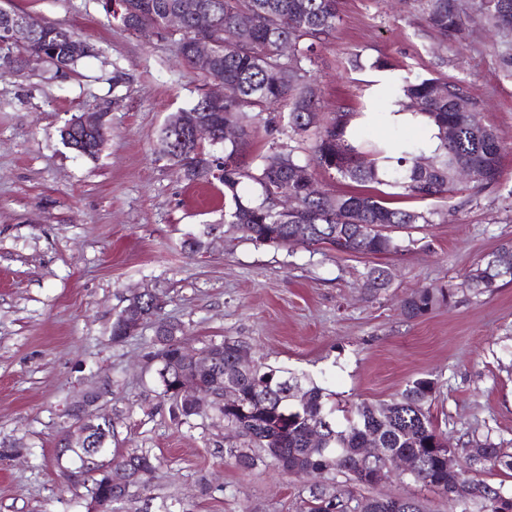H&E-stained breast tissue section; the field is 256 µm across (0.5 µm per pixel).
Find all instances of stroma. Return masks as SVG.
<instances>
[{"label":"stroma","mask_w":512,"mask_h":512,"mask_svg":"<svg viewBox=\"0 0 512 512\" xmlns=\"http://www.w3.org/2000/svg\"><path fill=\"white\" fill-rule=\"evenodd\" d=\"M0 5L61 24L95 50L64 81L36 61L25 75L0 76V512H87L92 477L69 483L54 452L70 403L97 389L112 447L161 461L149 490L132 489L116 512H300L302 479L236 467L225 450L240 439L219 414L173 419L152 327L112 341L113 319L140 294L160 301L193 349L238 338L252 359L305 374L342 405L384 403L432 379L427 409L450 447L488 439L512 456V282L484 293L465 283L480 257L512 241V150L499 186L462 181L447 197L411 200L433 221L410 231L404 252L257 245L225 234L223 184L188 182L160 151L168 117L202 92L175 38L132 35L99 0ZM339 16L308 65L322 119L365 108L373 117L359 127L363 141L420 140L419 130L379 120L375 90L383 75L392 86L441 77L463 81L480 120L512 143V36L473 12L462 39L442 44L420 13L391 0H339ZM92 107L108 122L94 159L58 133ZM195 237L203 249L185 250ZM375 264L393 274L377 296L362 286ZM441 286L454 296L423 316L403 314L404 299ZM353 492L448 512L446 497L396 476Z\"/></svg>","instance_id":"35a3bbf8"}]
</instances>
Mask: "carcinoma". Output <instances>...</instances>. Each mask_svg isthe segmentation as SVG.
Masks as SVG:
<instances>
[{"mask_svg":"<svg viewBox=\"0 0 512 512\" xmlns=\"http://www.w3.org/2000/svg\"><path fill=\"white\" fill-rule=\"evenodd\" d=\"M118 19L126 31L135 35H165L166 17L181 9L187 0H123ZM212 8L217 25L248 27L247 41L238 46H217L210 70L200 75L204 84L215 79L232 87L233 95L222 103L209 100L202 93L188 108L199 112L213 124L217 134L224 123L233 122L241 131V140L224 144V198L230 206L224 211V226L255 244L306 247L324 245L343 254L391 255L406 250L394 230L415 224L433 223V213L393 205L389 199L426 200L445 196L456 185L458 166L471 168L479 188L493 187L501 178L502 155L512 145L504 142L492 129L478 135L474 132L469 113L459 108L466 97L477 105L464 86L456 81L422 78L407 81L395 93L404 97L412 112L426 115L437 129L439 144L431 165L417 164L419 146L408 142L396 143L395 152L387 146H375L364 151V143L356 134L354 113L339 111L328 122L310 125L308 115L318 110L319 89L312 79L306 62L336 31L339 20L338 0H201ZM410 6L421 13L429 26L442 39L462 32L467 10L486 17L496 29L512 18V0H409ZM10 14L27 20L34 26V36L26 43L0 48V68L8 59L19 67L21 59L31 53H42L55 69L54 76L67 78L75 72L77 60L69 57L66 44L71 30L35 19L14 9L0 8V15ZM206 34L195 29V19L186 20L185 31L177 40L178 53L189 63L195 39ZM288 46V53L282 47ZM268 113V125L288 131L287 143H279L262 157L255 170L241 160L246 138L250 136L246 119ZM455 129L453 139L443 135V129ZM312 140L311 157L303 162L290 144L294 137ZM65 146L76 153L94 159L106 141V132L86 135L71 126L68 137H60ZM188 144L184 132L167 121L161 133L162 152L191 182L214 176V160L209 151L199 149L191 162H184L180 146ZM333 170L358 186V190L332 195L325 191H310L316 170ZM259 185L260 199L244 200L240 190L245 181ZM387 185L394 192L380 195L374 185ZM295 197L301 209L294 213L282 211L280 203ZM495 254L480 258L469 271V286L489 291L504 280L492 264ZM392 281L388 268L379 264L364 273L363 286L371 294L386 291ZM453 295L450 288H424L403 303L404 313L415 318L435 308ZM161 306L151 295L138 297L127 304L112 321L111 338L122 335V315H145L154 326L153 342L157 375L163 395L172 401L174 418L188 420L196 412L178 400L177 388L182 383L196 382L201 386L219 378L235 392L230 403H220L217 411L224 423L232 425L237 436L244 438L239 446L225 450V455L243 470L263 464L281 472L297 471L299 476L325 472L318 483L302 489V512H418L395 507L379 497H356L341 491V481L371 486L369 478L378 464L367 460L363 448L368 439L378 440L387 457L405 454L417 457L421 470L411 478L448 498L459 512H497V501L512 491L495 487L478 475L496 466L512 469L505 460L503 449L485 440L478 456H465V468L448 469L446 453L439 449L436 429L425 411V404L435 391L434 381L419 378L387 403H361L342 411L328 403L324 389L303 376L288 370L272 368L262 363L239 365L243 342L226 337L212 343L213 362L206 371H196L182 364L180 350L185 342L184 330L178 323L160 317ZM301 386L306 401L293 399L291 388ZM342 415H337V412ZM318 428L324 436L323 445L308 442V432ZM114 436L113 426L95 429L88 435L85 446L71 448L63 442L56 445L55 459L65 468L82 465L83 456L92 448H103L112 457V484L93 486L92 494L100 495L106 507L122 502L133 486L149 490L152 478L142 473L156 472V458L147 450L122 453L110 449L108 439Z\"/></svg>","mask_w":512,"mask_h":512,"instance_id":"obj_1","label":"carcinoma"}]
</instances>
